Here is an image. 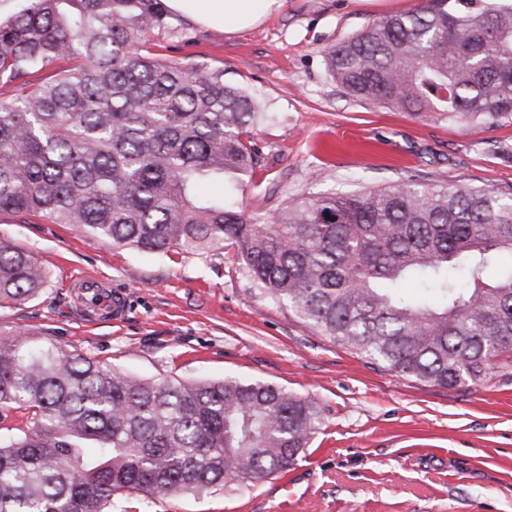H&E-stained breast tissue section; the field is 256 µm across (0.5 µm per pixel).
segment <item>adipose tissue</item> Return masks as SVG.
Instances as JSON below:
<instances>
[{
	"label": "adipose tissue",
	"mask_w": 512,
	"mask_h": 512,
	"mask_svg": "<svg viewBox=\"0 0 512 512\" xmlns=\"http://www.w3.org/2000/svg\"><path fill=\"white\" fill-rule=\"evenodd\" d=\"M173 12L225 31L252 27L277 11L282 0H168Z\"/></svg>",
	"instance_id": "ef3b65f1"
}]
</instances>
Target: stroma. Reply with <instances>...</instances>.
I'll list each match as a JSON object with an SVG mask.
<instances>
[{"label": "stroma", "mask_w": 512, "mask_h": 512, "mask_svg": "<svg viewBox=\"0 0 512 512\" xmlns=\"http://www.w3.org/2000/svg\"><path fill=\"white\" fill-rule=\"evenodd\" d=\"M421 0H283L257 26L228 33L176 14L149 41L161 58L222 69L272 112L255 127L261 166L237 195L262 216L283 201L416 179L512 187V117L479 125L414 115L345 95L328 50ZM0 237L52 280L0 306V332L30 331L130 375L272 383L316 404L320 429L288 468L293 512H512V365L455 388L425 384L333 344L268 298L226 248L168 257L116 248L44 219L0 218ZM95 274L129 294L124 321L88 324L72 280ZM276 478L131 512H273Z\"/></svg>", "instance_id": "35a3bbf8"}]
</instances>
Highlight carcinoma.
I'll return each instance as SVG.
<instances>
[{
	"instance_id": "obj_1",
	"label": "carcinoma",
	"mask_w": 512,
	"mask_h": 512,
	"mask_svg": "<svg viewBox=\"0 0 512 512\" xmlns=\"http://www.w3.org/2000/svg\"><path fill=\"white\" fill-rule=\"evenodd\" d=\"M163 0H25L0 22V84L77 61L0 96V216L45 217L119 247L222 254L332 343L440 387L512 356V190L402 182L285 202L255 217L199 185L233 191L261 160L269 118L224 71L159 58ZM356 100L465 118L512 116V6L422 0L326 54ZM418 280L438 302L411 301ZM50 270L0 238V306L36 295ZM320 424L279 386L143 379L53 341L0 336V512H112L224 492L295 462Z\"/></svg>"
}]
</instances>
